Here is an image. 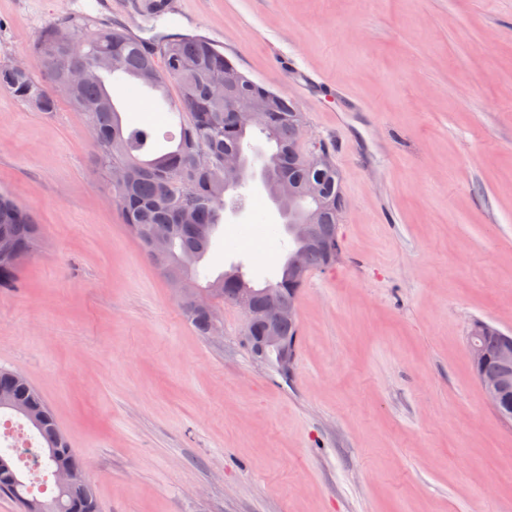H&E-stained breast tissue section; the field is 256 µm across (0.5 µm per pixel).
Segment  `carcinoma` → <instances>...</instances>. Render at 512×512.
<instances>
[{"label":"carcinoma","instance_id":"1","mask_svg":"<svg viewBox=\"0 0 512 512\" xmlns=\"http://www.w3.org/2000/svg\"><path fill=\"white\" fill-rule=\"evenodd\" d=\"M83 38L85 54L103 56L114 61L116 69H108L97 78L85 80L70 92L45 95L41 103L33 100L39 93L37 71L45 68V59L53 57L58 65L50 74L55 80L64 79L60 65L69 56L75 35ZM154 53L139 47L127 32L117 28H101L90 34L84 28L51 26L37 36L32 61L34 70L22 71L10 64H0V88L18 102L39 112H54L59 99L81 112L94 143V162L104 172L115 168L126 170V180L110 185L114 206L121 212L125 224L144 248L151 246L157 233L169 239V249L155 250L149 258L165 279L180 277L185 287L211 293L212 304L198 307L191 297L179 300L187 320L203 336L219 335L217 307L224 303V292L234 288L253 289L252 300L259 307L283 308L291 301L293 287L290 261H285L278 278L256 286L246 278L243 265L233 264L215 278H200L199 263L212 247L213 236L221 224L228 204H241L247 196L242 192L228 195L231 188L224 180V155L239 153L250 160L254 147L250 130L240 128L224 111V99L215 98L209 91V74L236 66L209 41L190 36L163 40L157 66ZM127 80L130 91L138 93L144 88L165 92L169 83L179 90L178 99L171 110L185 116L175 147L158 156L152 155L155 128L152 125L126 120L115 106L107 84L114 77ZM243 97H255L260 118L255 128L273 146V162L266 173L267 193L273 195L284 184L291 187L292 195L281 198V207L288 212V235L298 239L301 217L313 210L312 226L325 237L336 235V197L342 195L341 180L336 166L329 168L310 166L299 156L288 152L293 144L296 128L289 115L297 111L296 104L287 95L269 91L264 96L253 88L249 79L240 76L238 87ZM203 154L205 165L197 167L193 159ZM318 185L322 192L317 202L305 195L310 184ZM10 249V258H0V288H14L19 272L40 247V227L32 213L11 196L0 192V245ZM303 264L307 272L329 269L336 265V256L322 247L307 250ZM478 332L486 355L484 373L497 371L496 355L501 344L498 329L482 320L473 322L470 332ZM10 370L0 368V396L13 401L11 409L16 416L32 427L35 446L12 445L4 452L17 458L25 457L27 472L47 475V471L69 462L68 453L62 451L68 438L56 422L37 389L28 381L21 383L9 376ZM58 449L56 457L47 456ZM0 493L15 502L36 498L30 485H13L12 472H0ZM98 503L93 485L85 478L75 482L65 495L55 493L42 500L39 512H84L87 503Z\"/></svg>","mask_w":512,"mask_h":512}]
</instances>
